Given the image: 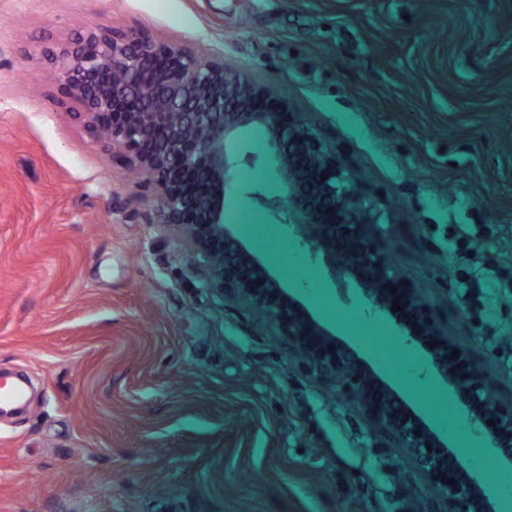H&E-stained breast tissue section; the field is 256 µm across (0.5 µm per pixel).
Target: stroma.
<instances>
[{"instance_id":"stroma-1","label":"stroma","mask_w":512,"mask_h":512,"mask_svg":"<svg viewBox=\"0 0 512 512\" xmlns=\"http://www.w3.org/2000/svg\"><path fill=\"white\" fill-rule=\"evenodd\" d=\"M102 27L222 56L283 88L386 209L400 272L512 397V0H0V512H420L425 479L377 447L279 327L189 275L140 175L70 109L39 49ZM225 223L421 411L438 386L369 344L333 280L251 193H280L259 128Z\"/></svg>"}]
</instances>
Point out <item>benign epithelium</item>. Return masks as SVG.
I'll return each mask as SVG.
<instances>
[{
	"label": "benign epithelium",
	"mask_w": 512,
	"mask_h": 512,
	"mask_svg": "<svg viewBox=\"0 0 512 512\" xmlns=\"http://www.w3.org/2000/svg\"><path fill=\"white\" fill-rule=\"evenodd\" d=\"M41 54L58 72L57 104L76 103L75 116L104 133L112 150L147 176L157 223L181 230L204 258V286L233 295L277 324L314 379L351 396L385 443L414 460L435 491L424 512H495L464 465L448 483V444L224 223L234 174L250 161L233 151V141L239 129L261 127L274 151L273 176L286 192H256V201L300 237L324 271L361 285L370 308L387 314L408 343L424 350L470 422L512 467V400L494 397L487 365L448 338L428 303L402 278L374 234L382 217L378 203L360 192L355 175L288 95L227 67L221 57L199 58L138 29L103 28L63 47L44 46ZM394 301L402 310L392 311Z\"/></svg>",
	"instance_id": "7a95c632"
}]
</instances>
